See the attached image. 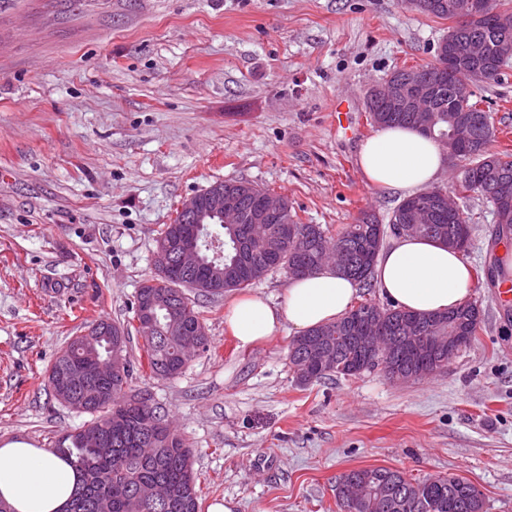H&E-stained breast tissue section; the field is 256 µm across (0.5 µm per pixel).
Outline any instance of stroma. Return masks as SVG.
<instances>
[{
	"mask_svg": "<svg viewBox=\"0 0 512 512\" xmlns=\"http://www.w3.org/2000/svg\"><path fill=\"white\" fill-rule=\"evenodd\" d=\"M448 26L400 0H0V445L50 448L89 422L48 393L49 367L95 321L130 322L157 230L214 182L284 195L331 235L389 218L405 192L356 164L377 131L366 92L432 62ZM476 93L493 149L512 150V66ZM459 205L483 321L425 379L300 385L295 331L248 348L228 331L234 291L197 298L210 349L176 377L151 375L133 338L131 388L188 440L202 512H339L337 476L372 466L455 474L512 512V320L482 274L491 206Z\"/></svg>",
	"mask_w": 512,
	"mask_h": 512,
	"instance_id": "obj_1",
	"label": "stroma"
}]
</instances>
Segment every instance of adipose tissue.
Returning a JSON list of instances; mask_svg holds the SVG:
<instances>
[{
  "label": "adipose tissue",
  "instance_id": "1",
  "mask_svg": "<svg viewBox=\"0 0 512 512\" xmlns=\"http://www.w3.org/2000/svg\"><path fill=\"white\" fill-rule=\"evenodd\" d=\"M356 164L371 184L409 192L430 187L445 166L441 147L419 131L385 127L366 139ZM374 283L394 307L420 315L464 305L473 282L461 251L411 235L397 237L377 257ZM357 283L327 267L291 280L281 304L257 295L236 300L224 322L240 346L273 336L282 325L298 332L338 320L350 311ZM77 474L44 448L16 441L0 446V500L11 512H66Z\"/></svg>",
  "mask_w": 512,
  "mask_h": 512
}]
</instances>
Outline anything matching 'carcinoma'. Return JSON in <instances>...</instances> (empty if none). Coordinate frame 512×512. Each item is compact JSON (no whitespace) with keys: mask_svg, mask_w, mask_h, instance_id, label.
<instances>
[{"mask_svg":"<svg viewBox=\"0 0 512 512\" xmlns=\"http://www.w3.org/2000/svg\"><path fill=\"white\" fill-rule=\"evenodd\" d=\"M456 0H401V4L427 16L452 22L445 38L454 41L481 40L486 44L487 59L512 60V6L504 8L494 22L473 19L460 24L449 4ZM497 82L494 74L480 62L464 60L449 84L439 86L434 113V131L438 138L448 140V149L466 161L460 172V188L464 193L501 201L498 223L506 231L495 232L493 244L512 239V153L491 149L496 129L491 113L484 109L483 99L470 91L472 86ZM372 124L385 126L417 125L415 112H387L383 104L366 97ZM466 109L470 136L453 139L449 119ZM263 189L246 181L224 183V195L239 205L243 225L253 228L247 260L238 261L232 236L235 228L222 224H206L202 236L222 242V256L215 259L209 252L206 265L190 273L182 282L169 281L155 272L139 286L140 295L154 301L151 313L161 330L143 335V350L150 373L174 377L187 362L182 354L181 333L202 329L200 313L191 295H222L247 287L269 271L282 268L291 277L299 266L323 267L324 250L337 248L336 262L345 266V275L365 284L370 282L371 268L392 224H410L417 219L422 225L420 235L460 251L466 250L471 230L469 218L458 209L452 215L433 204L422 191L404 199L393 211L389 224L379 221L369 211L360 212L353 224L332 237L318 224H302L292 206H287L288 223L293 225L294 239L273 248L266 229L270 225L256 223L257 201ZM361 314H372L385 327L399 328L407 312L380 307L371 302L358 306ZM463 336H476L481 325V312L475 302L446 312ZM357 324L341 318L309 332V336L328 337L327 350L333 364L314 365L306 370L299 354H289L295 378L307 385L333 375H340L339 366L354 354L350 336ZM90 331L100 336L95 348L74 336L51 364L48 373L50 393H55L60 378L66 374L79 377L80 383L70 392L84 396L91 388L99 398L73 407L79 413L94 416L90 427L104 432L98 443L84 441L81 431L66 430L55 442L52 452L66 460L77 471L79 483L67 512H201L200 488L193 469L192 450L178 433L172 434L154 425L164 418L161 408L140 402V394H127L133 378V364L128 355L130 336L127 329L101 319ZM120 352L123 362L118 371H109L111 355ZM361 479L372 491L354 507V512H485L483 495L472 493V484L465 478L448 475L415 479L387 467H363L341 474L336 479V503L340 512H347L342 483L345 478ZM162 483L177 496L174 506L164 507L152 498L155 485Z\"/></svg>","mask_w":512,"mask_h":512,"instance_id":"obj_1","label":"carcinoma"}]
</instances>
